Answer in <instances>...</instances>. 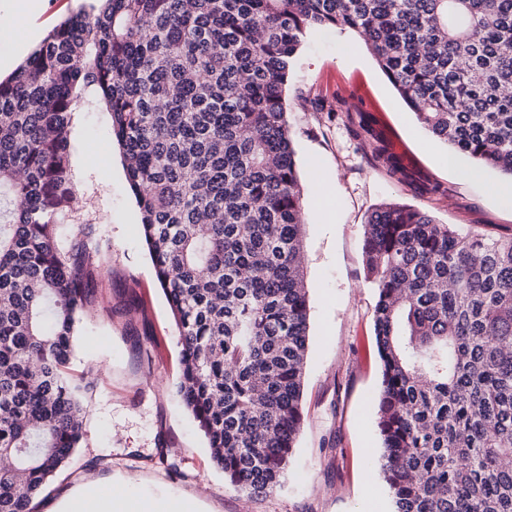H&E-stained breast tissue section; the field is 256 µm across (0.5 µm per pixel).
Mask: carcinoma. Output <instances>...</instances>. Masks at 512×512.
<instances>
[{"label": "carcinoma", "instance_id": "cac0c4a2", "mask_svg": "<svg viewBox=\"0 0 512 512\" xmlns=\"http://www.w3.org/2000/svg\"><path fill=\"white\" fill-rule=\"evenodd\" d=\"M325 29L362 36L451 152L512 177V0H84L0 79V512H35L83 439L94 380L68 365L100 225L67 226L90 90L178 333L177 395L230 485H281L309 330L284 93ZM364 266L393 512H512V233L381 204Z\"/></svg>", "mask_w": 512, "mask_h": 512}]
</instances>
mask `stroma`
Here are the masks:
<instances>
[{"mask_svg": "<svg viewBox=\"0 0 512 512\" xmlns=\"http://www.w3.org/2000/svg\"><path fill=\"white\" fill-rule=\"evenodd\" d=\"M15 36L0 35L9 75L79 0H39ZM287 121L303 188L309 343L303 422L280 488L250 497L213 463L207 441L176 395L180 345L138 231L139 212L108 115L83 102L74 114L71 170L84 219L100 223L103 273L96 312L78 324L70 372L93 374L84 436L36 501L61 512L99 485L132 498L177 499L192 512H392L374 464L380 367L373 313L377 290L363 262L365 224L378 205L432 213L463 233L512 232V177L450 157L399 99L354 32L313 35L286 93ZM398 160L391 177L370 162L371 140Z\"/></svg>", "mask_w": 512, "mask_h": 512, "instance_id": "35a3bbf8", "label": "stroma"}]
</instances>
